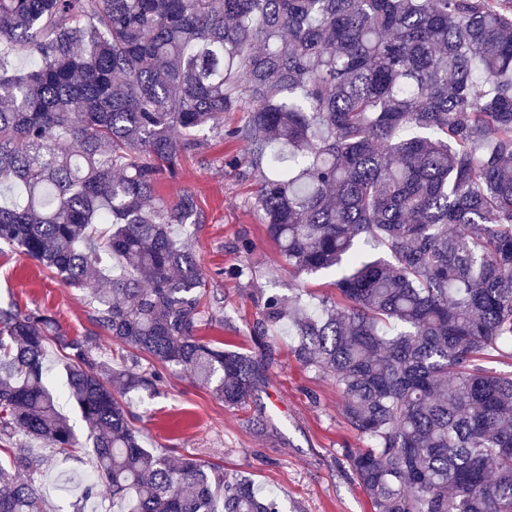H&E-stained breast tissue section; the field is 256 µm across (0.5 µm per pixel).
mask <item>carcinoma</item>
I'll list each match as a JSON object with an SVG mask.
<instances>
[{
	"label": "carcinoma",
	"instance_id": "1",
	"mask_svg": "<svg viewBox=\"0 0 512 512\" xmlns=\"http://www.w3.org/2000/svg\"><path fill=\"white\" fill-rule=\"evenodd\" d=\"M2 45L33 62L0 55V243L93 281V325L152 364L112 368L96 333L0 308V512H43L17 435L75 444L49 342L94 435L84 498L282 512L246 476L144 447L117 396L178 367L228 407L254 397L263 359L198 336L224 300L181 236L196 196H157L207 130L243 144L225 164L259 173L251 206L288 268L336 275L341 301L271 295L256 328L293 319L296 360L336 378L375 512H512V374L477 364L512 341V0H0Z\"/></svg>",
	"mask_w": 512,
	"mask_h": 512
}]
</instances>
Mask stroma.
<instances>
[{
    "label": "stroma",
    "mask_w": 512,
    "mask_h": 512,
    "mask_svg": "<svg viewBox=\"0 0 512 512\" xmlns=\"http://www.w3.org/2000/svg\"><path fill=\"white\" fill-rule=\"evenodd\" d=\"M232 139L214 141L206 160L183 162L176 178L163 180L159 195L175 201L194 192L203 222L194 239L203 274L224 307L200 334L244 352H257L253 330L265 297L302 295L315 306L336 298L335 278L324 273L295 276L277 244L249 201L257 176L242 178L237 169L222 165L221 157L241 154ZM232 266L241 277L228 276ZM89 288H71L12 246L0 245V305L46 310L63 333L81 336L93 328ZM271 361L252 401L241 408L225 407L211 389L178 368L162 370L155 392L123 394L149 448L168 449L173 456L191 455L216 463L226 472L252 478L260 492L273 493L285 512H373L370 499L354 479L343 455L347 448L367 447L342 413L343 398L334 377L302 367L294 358L297 343L290 322L270 325L262 332ZM77 435L69 454L57 453L38 441L29 446L43 460L35 476L45 512H110L98 499L80 503L67 478L94 474L89 430L73 403L59 400Z\"/></svg>",
    "instance_id": "obj_1"
}]
</instances>
